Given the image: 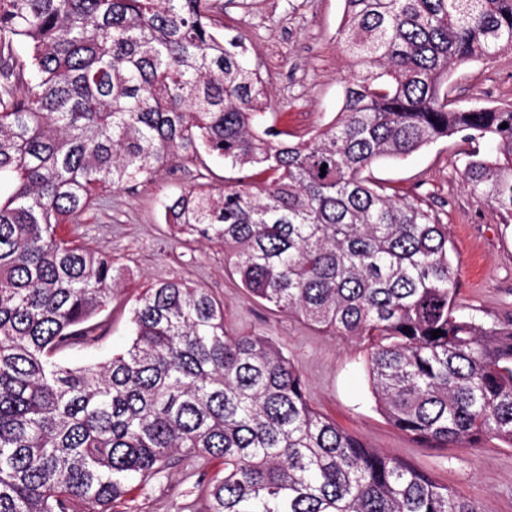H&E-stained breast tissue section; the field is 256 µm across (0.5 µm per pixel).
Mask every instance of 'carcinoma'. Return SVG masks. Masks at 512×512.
Listing matches in <instances>:
<instances>
[{
  "label": "carcinoma",
  "instance_id": "obj_1",
  "mask_svg": "<svg viewBox=\"0 0 512 512\" xmlns=\"http://www.w3.org/2000/svg\"><path fill=\"white\" fill-rule=\"evenodd\" d=\"M344 2L342 108L292 143L220 0H0V512H110L183 456L224 458L207 512H481L319 413L206 288L156 283L123 352L53 360L102 338L119 280L58 227L164 164L219 158L264 179L166 198L174 236L224 245L253 298L366 343L377 407L409 436L512 447V322L459 311L448 225L367 176L460 133L466 188L512 216V109L448 103L452 66L512 49V0Z\"/></svg>",
  "mask_w": 512,
  "mask_h": 512
}]
</instances>
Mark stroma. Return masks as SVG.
I'll return each instance as SVG.
<instances>
[{
	"label": "stroma",
	"instance_id": "obj_1",
	"mask_svg": "<svg viewBox=\"0 0 512 512\" xmlns=\"http://www.w3.org/2000/svg\"><path fill=\"white\" fill-rule=\"evenodd\" d=\"M344 0H238L225 4L226 34L242 36L251 62L265 78L269 117L283 140L308 139L327 125L342 105L351 59L338 35ZM454 104L512 107V51L472 61L448 77ZM461 136L438 140L402 160H382L370 170L387 193L431 207L448 226V248L458 268L456 302L485 323L512 320V218L478 202L463 184ZM223 160L206 166L173 163L152 180L103 195L79 228L58 233L111 253L123 270L118 295L100 315L103 336L63 355L71 365L104 362L128 345L130 307L160 281L208 288L224 303L228 329L272 337L294 361L313 407L367 445L389 451L476 503L483 512H512V448L495 440L477 448H428L397 429L377 411L367 377L368 352L355 339L317 329L252 300L233 278L223 246L200 239H175L161 216V202L179 189L242 178ZM214 477L224 462L185 460L149 484L132 483L112 512H205L199 473Z\"/></svg>",
	"mask_w": 512,
	"mask_h": 512
}]
</instances>
